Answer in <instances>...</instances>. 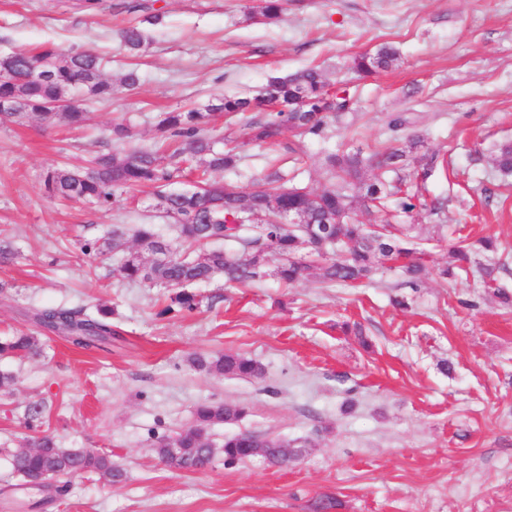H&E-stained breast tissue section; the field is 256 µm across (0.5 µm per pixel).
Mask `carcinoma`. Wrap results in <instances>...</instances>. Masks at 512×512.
I'll list each match as a JSON object with an SVG mask.
<instances>
[{"label":"carcinoma","instance_id":"cac0c4a2","mask_svg":"<svg viewBox=\"0 0 512 512\" xmlns=\"http://www.w3.org/2000/svg\"><path fill=\"white\" fill-rule=\"evenodd\" d=\"M282 11L281 0H261L258 14L274 20ZM123 49L137 56L146 46L148 35L140 24H129L120 30ZM8 70L0 76V120L19 122L35 115L53 123L62 121L78 126L86 120L84 110L72 103L76 97L101 102L112 100L116 86L105 77V56L92 50L64 51L47 43L32 52L6 54ZM397 60L389 45L354 60V68L365 74L384 70ZM261 103L271 111L251 123L253 140L269 147L282 146V136L290 131L297 137L325 139L329 124L353 105L347 87L339 94H328V83L318 68L272 78L263 89ZM255 108L248 97H220L205 108L165 112L157 130L176 143L174 151L163 156L156 149L130 147L120 152L100 149L91 166L84 169L51 167L44 174V185L57 199L82 201L106 209L118 190L151 186L164 213L177 226L179 242L159 236L153 225L141 224L132 237L139 249L126 246L127 231L120 224L112 225L106 236L81 243L85 256L112 260L122 255L118 271L135 283L161 286L168 290L166 305L160 315L191 314L202 305L211 308L221 296L203 297L195 286L222 277L234 284L256 280L263 272L268 256L274 254L280 263L276 277L290 285L317 271L326 285L343 284L358 287L371 278L380 260L398 261L418 253V243L410 230L392 223L395 211L409 213L423 206L421 187L415 174L407 169L406 151L387 148L367 155L359 152L339 154L328 151L325 161L329 184L320 191L304 187L288 189L276 185L277 173L266 182L249 190L235 182L222 184L211 180V174L236 168L239 156L235 149L215 147L208 136L211 117L218 112L228 115L249 112ZM195 166L197 180L183 191L169 189L181 172ZM497 171L512 175V142L499 145L494 156ZM373 178L367 175L373 171ZM373 207L382 213L369 224L350 222L357 206ZM291 213L306 220L304 224L279 223L282 215ZM233 240L240 246L236 253L221 247L202 249L195 254L182 245H206ZM150 255L145 260L142 252ZM306 254L308 260L299 258ZM407 284L416 288L426 268L420 262L404 266ZM112 310L100 307L96 312L85 308L49 306L37 310L38 326L51 333L62 334L74 345L84 349H100L119 334L111 321ZM42 352L39 337L19 333L0 341V359L38 356ZM193 365L219 375L258 378L262 367L255 360L239 354L197 356ZM47 413L45 402H31L24 420L35 432L29 450L11 455L14 474L23 480H60L57 492L68 491L67 479L96 473L113 484L126 479L125 470L111 456L87 448H63L55 437L41 431ZM246 409L221 401L200 403L193 423L172 437L160 439L153 448L169 467L194 471L212 443L208 429L217 424L242 418ZM272 438L251 433L224 437V464L233 465L254 456L253 449Z\"/></svg>","mask_w":512,"mask_h":512}]
</instances>
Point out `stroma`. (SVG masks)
<instances>
[{
    "label": "stroma",
    "mask_w": 512,
    "mask_h": 512,
    "mask_svg": "<svg viewBox=\"0 0 512 512\" xmlns=\"http://www.w3.org/2000/svg\"><path fill=\"white\" fill-rule=\"evenodd\" d=\"M67 2L0 0V54L44 43L91 49L109 58V77L134 66L140 84L86 103L78 128L0 122V246L12 253L0 264V337L36 331L35 310L58 305H108L118 334L106 349L84 350L46 332L43 355L0 363L14 377L0 390V512H320L329 498L331 512H512V309L494 294L512 293V177L492 166L497 146L512 142V0H285L275 21L252 15L258 0H102L91 15ZM140 3L162 21L148 26L133 58L118 33L143 19ZM382 45L398 60L359 77L354 58ZM310 66L351 88V110L328 140L300 142L298 167L251 141L245 119L216 114L211 135L240 145L228 176L247 189L278 170L319 190L326 150L367 154L422 139L413 157L439 152L447 174L423 193L443 201L444 225L420 208L399 217L425 250L420 288L390 262L361 288L312 276L286 286L273 256L249 286L199 285L202 295H221L216 307L164 316L163 288L91 267L82 238L150 224L172 241L175 227L148 188L116 193L105 210L51 199L41 181L48 166H85L116 123L129 127L131 146H153L161 113L253 97L270 77ZM395 117L402 126L391 127ZM483 237L496 240L497 253L453 269L451 249ZM483 265L494 269L493 287ZM396 296L407 307L394 305ZM222 352L256 360L262 377L189 363ZM34 400L46 403L44 428L63 447L111 455L126 481L88 473L64 496L24 486L9 454L27 442ZM205 400L246 409L211 427L215 443L251 432L302 444L301 454L285 468L260 456L232 466L219 456L202 472L169 468L153 446L191 425Z\"/></svg>",
    "instance_id": "35a3bbf8"
}]
</instances>
